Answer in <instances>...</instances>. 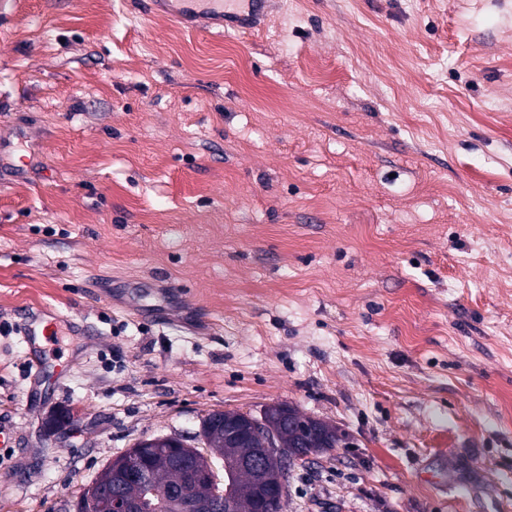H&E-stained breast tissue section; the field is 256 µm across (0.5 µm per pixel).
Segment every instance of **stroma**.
I'll return each instance as SVG.
<instances>
[{
	"mask_svg": "<svg viewBox=\"0 0 512 512\" xmlns=\"http://www.w3.org/2000/svg\"><path fill=\"white\" fill-rule=\"evenodd\" d=\"M507 283L512 0H0V512L277 403L347 435L283 512H512ZM150 13L213 34L252 31L275 0H149ZM21 335L24 336L30 352L37 357H44V361L33 363L37 371H41L47 363L49 346L53 344L54 337L57 336L56 322L44 319L41 311H28L23 319Z\"/></svg>",
	"mask_w": 512,
	"mask_h": 512,
	"instance_id": "obj_1",
	"label": "stroma"
}]
</instances>
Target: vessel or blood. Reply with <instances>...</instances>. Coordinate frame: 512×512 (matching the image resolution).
Masks as SVG:
<instances>
[{"label":"vessel or blood","instance_id":"obj_1","mask_svg":"<svg viewBox=\"0 0 512 512\" xmlns=\"http://www.w3.org/2000/svg\"><path fill=\"white\" fill-rule=\"evenodd\" d=\"M152 14L192 29L224 34L254 30L258 20L275 7V0H149ZM21 334L35 356L45 357L57 334L54 321L41 313H26Z\"/></svg>","mask_w":512,"mask_h":512}]
</instances>
